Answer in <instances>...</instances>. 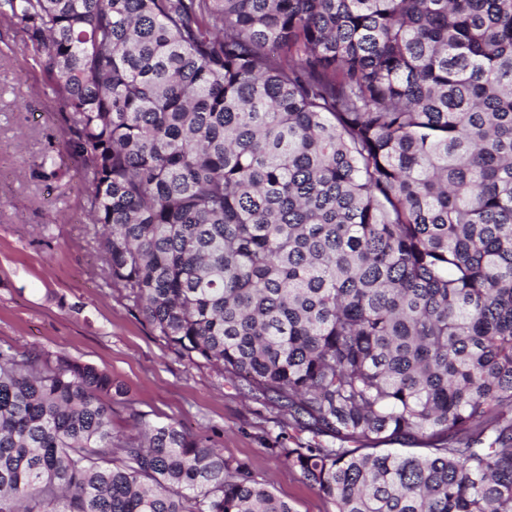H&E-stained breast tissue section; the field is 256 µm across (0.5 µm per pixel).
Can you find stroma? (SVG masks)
<instances>
[{"mask_svg":"<svg viewBox=\"0 0 512 512\" xmlns=\"http://www.w3.org/2000/svg\"><path fill=\"white\" fill-rule=\"evenodd\" d=\"M72 137L38 53L0 18V345L64 352L107 371L148 419L211 435L225 460L248 463L295 512H335L273 450L287 416L216 368L190 364L103 273Z\"/></svg>","mask_w":512,"mask_h":512,"instance_id":"stroma-1","label":"stroma"}]
</instances>
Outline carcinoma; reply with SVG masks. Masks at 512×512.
Listing matches in <instances>:
<instances>
[{"label":"carcinoma","mask_w":512,"mask_h":512,"mask_svg":"<svg viewBox=\"0 0 512 512\" xmlns=\"http://www.w3.org/2000/svg\"><path fill=\"white\" fill-rule=\"evenodd\" d=\"M4 4L157 335L287 411L311 438L273 448L336 512H512V0ZM0 512L294 509L7 345Z\"/></svg>","instance_id":"obj_1"}]
</instances>
